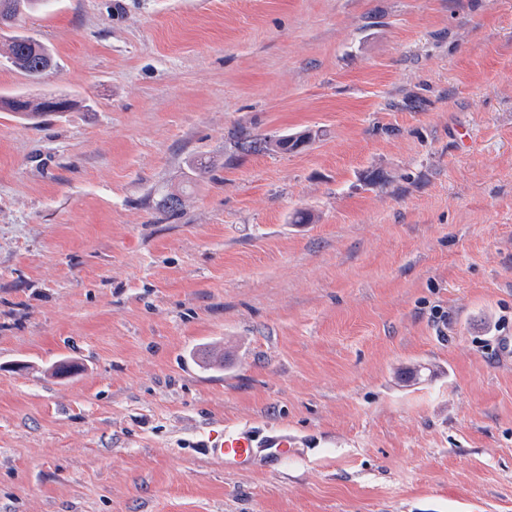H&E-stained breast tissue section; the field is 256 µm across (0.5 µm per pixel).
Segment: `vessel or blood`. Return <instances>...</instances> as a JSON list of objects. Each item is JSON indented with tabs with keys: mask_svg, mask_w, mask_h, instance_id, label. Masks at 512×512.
Instances as JSON below:
<instances>
[{
	"mask_svg": "<svg viewBox=\"0 0 512 512\" xmlns=\"http://www.w3.org/2000/svg\"><path fill=\"white\" fill-rule=\"evenodd\" d=\"M303 440L283 429L269 431L249 427H228L210 436L205 447L208 456L229 469L252 471L297 455Z\"/></svg>",
	"mask_w": 512,
	"mask_h": 512,
	"instance_id": "1",
	"label": "vessel or blood"
}]
</instances>
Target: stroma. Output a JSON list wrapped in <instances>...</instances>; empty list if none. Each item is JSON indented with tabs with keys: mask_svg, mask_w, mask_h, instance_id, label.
Here are the masks:
<instances>
[{
	"mask_svg": "<svg viewBox=\"0 0 512 512\" xmlns=\"http://www.w3.org/2000/svg\"><path fill=\"white\" fill-rule=\"evenodd\" d=\"M24 28L57 65L0 96L81 106L0 112V512H512V0ZM243 425L306 452L205 455ZM0 111L12 112L17 120L28 124H38L40 120L48 115L49 111L41 97L16 94L12 96H0ZM302 447L303 440L288 430L224 427L223 433L210 435L204 451L225 468L252 471L288 460Z\"/></svg>",
	"mask_w": 512,
	"mask_h": 512,
	"instance_id": "35a3bbf8",
	"label": "stroma"
}]
</instances>
